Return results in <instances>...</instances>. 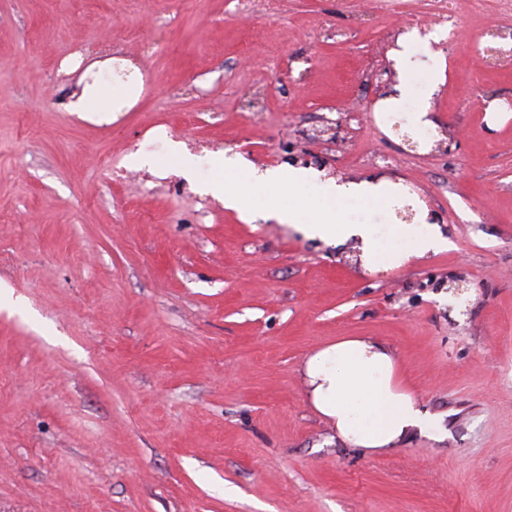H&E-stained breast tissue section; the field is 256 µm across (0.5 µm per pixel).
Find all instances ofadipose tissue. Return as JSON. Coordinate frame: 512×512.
<instances>
[{"instance_id":"obj_1","label":"adipose tissue","mask_w":512,"mask_h":512,"mask_svg":"<svg viewBox=\"0 0 512 512\" xmlns=\"http://www.w3.org/2000/svg\"><path fill=\"white\" fill-rule=\"evenodd\" d=\"M81 90L71 105L79 115L105 117L130 109L138 100L139 85L129 81L99 84L81 80ZM233 160L215 157L201 193L220 200L226 208L250 211L257 196H265L268 217L292 224L308 238L344 244L360 239L364 262L397 266L405 260L435 253L447 246L435 225L396 224L390 244H382L369 225L343 222L337 203L356 198L380 201L378 184L371 181L336 185L316 183L304 168L251 169L237 181ZM287 185L292 202L283 204L269 196L271 187ZM302 374L313 408L336 430L340 440L367 453L389 450L408 434L425 432L433 415L405 386L392 351L365 337H346L310 355Z\"/></svg>"}]
</instances>
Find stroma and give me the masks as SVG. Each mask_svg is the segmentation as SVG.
Listing matches in <instances>:
<instances>
[{
    "label": "stroma",
    "mask_w": 512,
    "mask_h": 512,
    "mask_svg": "<svg viewBox=\"0 0 512 512\" xmlns=\"http://www.w3.org/2000/svg\"><path fill=\"white\" fill-rule=\"evenodd\" d=\"M491 28L512 0H0V289L24 305L0 302V512H512V111L486 110L512 104V63L488 66ZM108 57L141 96L82 119ZM388 61L440 147L382 126ZM218 154L390 181L449 247L367 270L359 240L200 194L181 166L203 180ZM341 213L389 240L387 206ZM350 336L395 352L438 428L377 454L336 436L301 366Z\"/></svg>",
    "instance_id": "stroma-1"
}]
</instances>
